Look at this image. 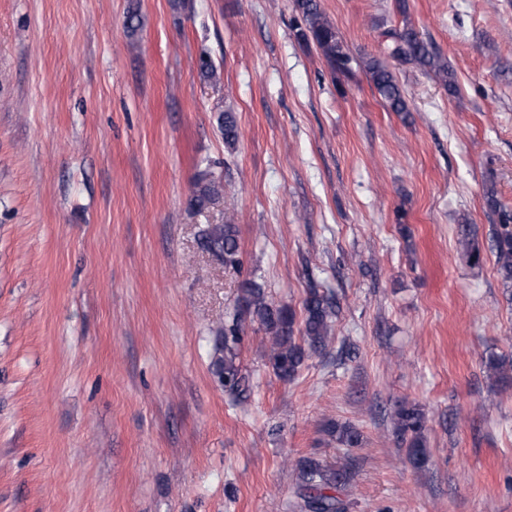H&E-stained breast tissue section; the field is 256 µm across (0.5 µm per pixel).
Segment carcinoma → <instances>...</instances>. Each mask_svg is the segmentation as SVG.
Here are the masks:
<instances>
[{"label":"carcinoma","instance_id":"carcinoma-1","mask_svg":"<svg viewBox=\"0 0 512 512\" xmlns=\"http://www.w3.org/2000/svg\"><path fill=\"white\" fill-rule=\"evenodd\" d=\"M295 10L301 14L304 27L298 37L313 42L320 50L328 68L334 74L348 75L356 58L350 53L339 31L323 13L318 0H295ZM390 55L405 63L420 66L434 75L448 92L456 90L453 69L448 62L433 51L419 36L413 26L406 22L403 27L383 32ZM369 79L381 98L393 112L409 111L405 90L394 74L379 59L363 60ZM219 127L224 136V145L232 148L239 139V128L234 115L225 112L219 118ZM224 194V186L203 170L198 173L189 205L197 210L207 209ZM484 199L487 208L497 217L494 225L492 250L497 273L504 291L512 297V210L501 204L494 184L486 187ZM202 249L224 260V268L237 270L241 266L239 243L235 225L208 224L199 234ZM458 245L469 260H479V244L475 231L462 224L458 231ZM333 298L316 289L309 291L303 305V342H296L294 331L295 311L289 306H276L266 299L260 285L250 284L241 300V313L224 324L218 331V351L222 356L214 361L215 374L224 384V390L234 396L244 395L250 388L249 379L236 363L242 341V320L250 317L271 337L269 362L273 372L283 380H291L298 373L311 353L324 349L330 339L333 313ZM487 368L496 380L506 385L512 382V362L491 356ZM395 435L407 445L409 463L419 468L427 461L425 448L426 417L416 404H400L395 412ZM336 441L349 448L361 443L359 432L349 426L336 425ZM349 474L333 470L314 458H305L298 465L297 498L300 512H347V504L336 495L338 487L346 484Z\"/></svg>","mask_w":512,"mask_h":512}]
</instances>
